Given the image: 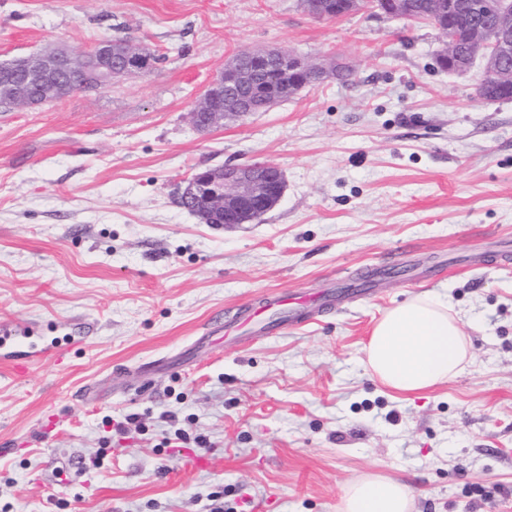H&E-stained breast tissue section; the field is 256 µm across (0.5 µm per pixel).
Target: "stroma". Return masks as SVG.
Returning <instances> with one entry per match:
<instances>
[{
  "mask_svg": "<svg viewBox=\"0 0 512 512\" xmlns=\"http://www.w3.org/2000/svg\"><path fill=\"white\" fill-rule=\"evenodd\" d=\"M104 38L160 61L0 109V327L72 339L21 379L0 348V512H209L216 492L235 512H341L376 474L415 512H512V100L477 96L482 61L450 73L430 24L319 21L299 0H0V61ZM272 47L355 74L200 134L192 106L225 60ZM256 160L286 178L260 221L178 205L195 171ZM398 268L437 274L424 291L471 354L407 399L364 353L415 294ZM330 282L369 289L300 329L224 328ZM175 424L207 447L165 445Z\"/></svg>",
  "mask_w": 512,
  "mask_h": 512,
  "instance_id": "obj_1",
  "label": "stroma"
}]
</instances>
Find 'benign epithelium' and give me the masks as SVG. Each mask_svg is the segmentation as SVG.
Instances as JSON below:
<instances>
[{
	"label": "benign epithelium",
	"instance_id": "benign-epithelium-1",
	"mask_svg": "<svg viewBox=\"0 0 512 512\" xmlns=\"http://www.w3.org/2000/svg\"><path fill=\"white\" fill-rule=\"evenodd\" d=\"M307 13L316 19L334 14L360 11L368 7L387 16L415 20L401 0H305ZM485 20L475 23L469 33L470 56L484 60V70L499 83L511 78L499 72L503 61L512 57V6L505 0H479L470 5ZM145 49L128 41L112 51V39L104 38L82 53L64 46L0 62V93L15 108L38 105L27 84L41 89L43 98L56 96L64 81L63 72L84 75L96 69L94 89L112 85L121 77L145 74L140 67ZM250 64L243 67L237 58L224 65L203 90L190 112L196 130L206 133L226 120H239L253 113L252 89L258 79L270 87L269 101L292 95L306 86L312 77L333 78L344 63L331 59L314 62L286 48H264L246 53ZM285 188L282 170L266 162L224 165L196 171L186 181L179 201L197 203L196 216L205 224L234 225L254 222L281 200Z\"/></svg>",
	"mask_w": 512,
	"mask_h": 512
}]
</instances>
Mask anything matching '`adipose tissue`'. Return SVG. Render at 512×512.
<instances>
[{
  "label": "adipose tissue",
  "mask_w": 512,
  "mask_h": 512,
  "mask_svg": "<svg viewBox=\"0 0 512 512\" xmlns=\"http://www.w3.org/2000/svg\"><path fill=\"white\" fill-rule=\"evenodd\" d=\"M373 375L400 395H417L447 382L465 367L467 338L447 304L416 295L387 309L365 346ZM411 487L367 476L343 489L342 512H412Z\"/></svg>",
  "instance_id": "ef3b65f1"
}]
</instances>
